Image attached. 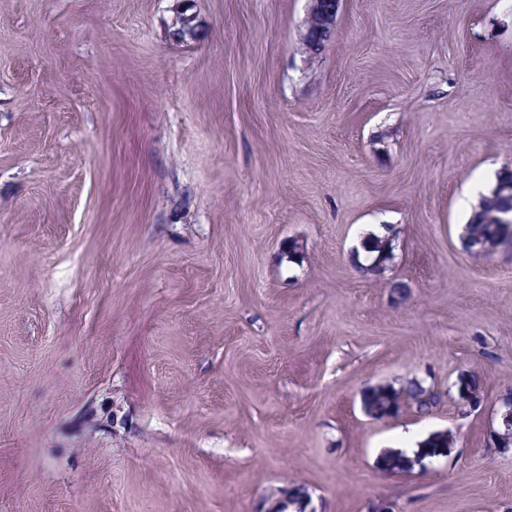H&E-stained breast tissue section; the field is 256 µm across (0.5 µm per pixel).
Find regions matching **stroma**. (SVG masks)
Returning <instances> with one entry per match:
<instances>
[{"mask_svg":"<svg viewBox=\"0 0 512 512\" xmlns=\"http://www.w3.org/2000/svg\"><path fill=\"white\" fill-rule=\"evenodd\" d=\"M309 7L0 0V512H512V255L460 241L512 168V0H341L314 59ZM463 372L470 414L361 408ZM383 228L379 224H374V226L371 228V230L374 233L379 234V235H384L386 232L385 240H384L385 255H384L383 259L380 258L377 261L379 263L380 267H384L386 263H389L391 261L392 251L394 249L395 242L399 238V232L395 226L389 225V226H383ZM382 237L383 236H376L372 233H369L362 239V247L364 248V250L358 248L359 262L361 264L358 262V255L356 256V254H355V258L352 257L350 260L354 269L359 270V271L365 273V275L372 276V277L381 275L384 272L378 266V264H369V261L366 260V253L371 254V255H375L377 253V255H378L379 246H380ZM362 264L367 265V266H363ZM292 490V487H282L277 489L276 492L271 493L266 496L262 502V508L260 512H288V508L290 506L296 507V512H314V511H306L305 506L308 502V499H303L301 496L297 498V503L292 504L291 500L294 497L289 496V492Z\"/></svg>","mask_w":512,"mask_h":512,"instance_id":"obj_1","label":"stroma"}]
</instances>
